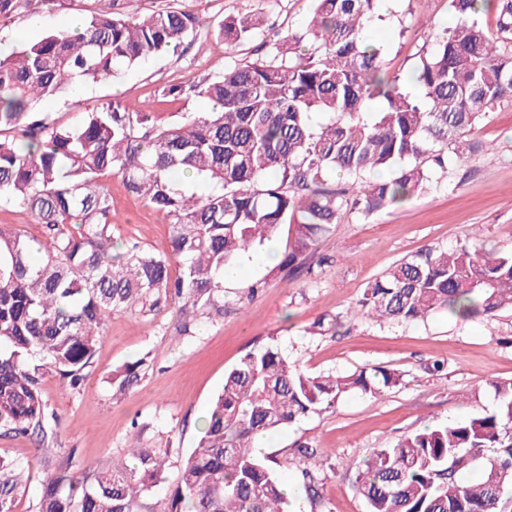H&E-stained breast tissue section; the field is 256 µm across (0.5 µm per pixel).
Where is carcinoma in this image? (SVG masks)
<instances>
[{
	"label": "carcinoma",
	"mask_w": 512,
	"mask_h": 512,
	"mask_svg": "<svg viewBox=\"0 0 512 512\" xmlns=\"http://www.w3.org/2000/svg\"><path fill=\"white\" fill-rule=\"evenodd\" d=\"M57 0H0V19L35 14ZM85 20L78 34L50 32L0 57V205L30 212L43 238L0 227V435L42 431V382L54 373L77 388L116 311L157 312L178 300L192 312L224 313V267L295 228L274 270L291 274L346 210L364 215L425 192L483 145L466 138L496 106L512 101V0H448L452 27L437 30L409 76L389 75L386 46L370 39L379 0H313L310 44L293 35L265 56L234 63L189 94L208 112L158 124L156 113L116 100L73 127L31 112L77 82L117 77L151 56L175 54L202 26L197 11L131 13L127 0ZM266 25L261 12L224 21L215 46L229 50ZM215 186L205 196L177 188L185 172ZM341 173L345 185L332 178ZM172 219L171 253L112 238L104 179ZM179 265L172 274V263ZM512 310V252L424 248L369 284L357 313L409 324L435 314L460 321ZM142 361L112 374L123 392ZM384 366L311 375L274 346L247 351L224 375L200 438L165 498L166 457L132 446L88 483L58 467L39 512H288L274 461L256 451L260 434L328 411L348 393L377 397L400 384ZM497 412L426 427L374 449L356 466L368 512H500L512 489V379L491 383ZM480 477L469 480L474 470ZM26 469L0 458V512H13Z\"/></svg>",
	"instance_id": "1"
}]
</instances>
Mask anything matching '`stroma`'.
I'll use <instances>...</instances> for the list:
<instances>
[{"instance_id": "stroma-1", "label": "stroma", "mask_w": 512, "mask_h": 512, "mask_svg": "<svg viewBox=\"0 0 512 512\" xmlns=\"http://www.w3.org/2000/svg\"><path fill=\"white\" fill-rule=\"evenodd\" d=\"M185 5L199 11L205 23L182 53L147 58L116 79L39 101L35 112L66 126L115 100L156 113L163 123L183 112L205 111L200 98L171 101L161 91L172 84L187 88L222 75L229 64L256 60L269 50L274 32L305 34L312 9L311 0H185ZM97 7V0H63L39 12V26L27 16L0 23V53L45 33L69 30L73 19H85ZM256 10L264 12L267 30L231 51L214 48V33L225 18ZM382 13L375 35L388 47L385 63L393 74L412 71L429 48L432 32L452 23L448 0H384ZM470 136L487 144V151L413 200L368 217L345 213L294 275L274 276L265 256L283 254L292 243L293 228L283 227L269 248L244 262L237 281L225 284L223 314L198 319L176 305L148 315L113 313L80 388L55 375L46 377L43 395L57 417L46 434L0 436V457L29 473L14 512H38L49 475L44 455L88 481L96 468L125 453L135 431L144 446L168 449L167 479L175 481L225 370L266 344L276 345L309 374L372 366L403 374L401 384L384 396L346 395L334 409L298 420L266 440L261 451L276 460L285 485L293 487L295 512H367L354 487V464L371 449L418 429L495 411L491 382L512 379L511 311L469 322L437 314L403 325L347 314L370 282L423 248L477 245L512 251V103L496 107ZM107 185L113 237L170 252L169 218L131 196L121 177L108 178ZM259 280L265 288L249 293V285ZM321 317L337 320L336 329L313 333L311 326ZM136 360L143 363L140 381L115 392L113 371ZM437 363L442 366L438 372L433 369ZM305 441L320 448V455L300 457L295 445ZM305 469L314 475L316 491L306 490Z\"/></svg>"}]
</instances>
